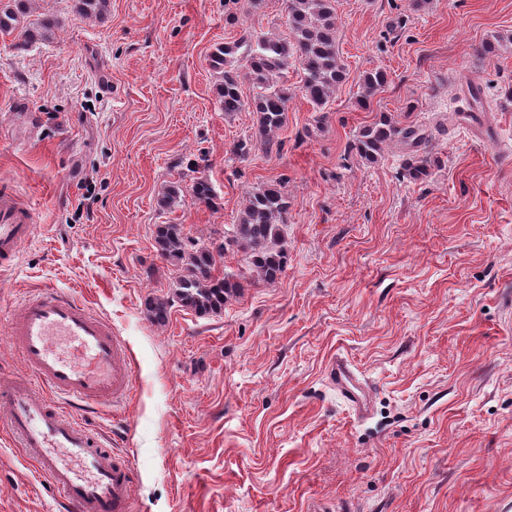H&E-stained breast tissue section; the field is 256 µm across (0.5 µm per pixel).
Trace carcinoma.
<instances>
[{
    "instance_id": "carcinoma-1",
    "label": "carcinoma",
    "mask_w": 512,
    "mask_h": 512,
    "mask_svg": "<svg viewBox=\"0 0 512 512\" xmlns=\"http://www.w3.org/2000/svg\"><path fill=\"white\" fill-rule=\"evenodd\" d=\"M288 36L273 32L251 33L234 42L218 44L210 54V66L221 73L217 96L224 113L245 109L256 114V128L250 138L234 145L233 151L244 155L253 143L262 145L267 153L281 149L279 133L288 112V86L281 83L288 68L302 70L299 90L313 105L323 110L332 100L343 80L342 64L336 40V0H285ZM58 22L45 17L29 20V0H0V32L13 34L18 44L52 38ZM251 82L254 94L248 101L241 95L242 80ZM389 75L382 69L362 76L361 106L388 83ZM428 143V134L417 124H404L390 114L364 126L351 149L367 164H376L392 144L410 150L406 171L413 182L427 180L431 161L418 155ZM192 198L212 205L216 194L212 183L195 177L189 187ZM182 180L171 181L162 189L159 206L172 210L181 205ZM288 196L282 183L254 187L245 193L243 207L230 240L218 239L208 245H196L184 236L179 224H158L155 244L159 255L175 268L172 298L155 299L148 306L152 321L162 325L169 314L170 301L200 315L218 314L224 303L241 293L240 279L215 274V255H222L226 246L241 251L250 272L259 280L274 283L281 278L287 263L283 227L288 223Z\"/></svg>"
}]
</instances>
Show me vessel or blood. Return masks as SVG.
<instances>
[{"label": "vessel or blood", "instance_id": "obj_1", "mask_svg": "<svg viewBox=\"0 0 512 512\" xmlns=\"http://www.w3.org/2000/svg\"><path fill=\"white\" fill-rule=\"evenodd\" d=\"M36 231L31 210L0 187L1 269L12 267L20 245ZM9 339L22 350L30 375L0 383V405L25 459L70 512H131L133 471L91 429L35 392L41 383L78 406L118 402L133 385L121 340L81 300L52 288L20 303ZM328 378L355 412L366 411L369 389L347 361H333Z\"/></svg>", "mask_w": 512, "mask_h": 512}]
</instances>
